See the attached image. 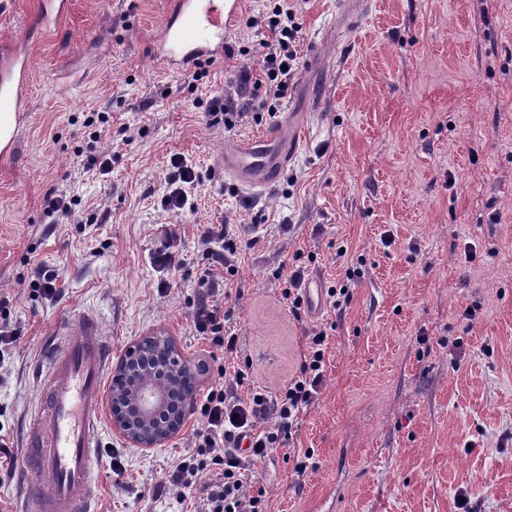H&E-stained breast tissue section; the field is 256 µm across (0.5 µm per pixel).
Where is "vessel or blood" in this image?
I'll list each match as a JSON object with an SVG mask.
<instances>
[{
	"label": "vessel or blood",
	"instance_id": "vessel-or-blood-1",
	"mask_svg": "<svg viewBox=\"0 0 512 512\" xmlns=\"http://www.w3.org/2000/svg\"><path fill=\"white\" fill-rule=\"evenodd\" d=\"M244 0H172V10L151 56L158 66L185 73L204 57L223 56L230 24ZM31 60L24 53H0V155L15 147L20 121L29 108ZM302 113L246 141L224 146L220 166L243 188L261 189L287 169L298 144ZM311 315L326 304L316 274L303 282ZM109 349L98 316L84 314L71 338L53 346L42 382L40 409L23 445V464L38 486L22 512H89L95 493L94 466L99 454L100 388L108 369Z\"/></svg>",
	"mask_w": 512,
	"mask_h": 512
}]
</instances>
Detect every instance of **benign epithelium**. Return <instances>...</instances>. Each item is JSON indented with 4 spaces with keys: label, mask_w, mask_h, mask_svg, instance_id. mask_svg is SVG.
<instances>
[{
    "label": "benign epithelium",
    "mask_w": 512,
    "mask_h": 512,
    "mask_svg": "<svg viewBox=\"0 0 512 512\" xmlns=\"http://www.w3.org/2000/svg\"><path fill=\"white\" fill-rule=\"evenodd\" d=\"M150 342L149 349L144 342ZM130 346L113 376L109 406L113 427L136 448H156L183 427L192 400L176 403L180 377L189 364L168 336L157 333Z\"/></svg>",
    "instance_id": "obj_1"
}]
</instances>
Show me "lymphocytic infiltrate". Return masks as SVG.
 Here are the masks:
<instances>
[{
  "mask_svg": "<svg viewBox=\"0 0 512 512\" xmlns=\"http://www.w3.org/2000/svg\"><path fill=\"white\" fill-rule=\"evenodd\" d=\"M297 7L286 0H268L260 22L266 34L239 54L248 57L232 92L211 97L206 109L225 128L249 118L273 120L300 61L302 25ZM227 50V57H234ZM171 191L163 197L166 210L183 214L194 209L187 192L198 182L197 171L183 158L170 160ZM205 267L200 288L189 303L196 335L224 355L214 383L196 404L198 422L190 432L191 449L156 488L174 493L177 503H190L193 512H269L266 492L258 487L254 468L276 449L289 445L302 415L318 399L327 373L329 329L307 331V348L287 384L278 392L255 385L250 364L241 353L235 329L237 260L243 242L232 224H210L201 234ZM248 448H239L240 440Z\"/></svg>",
  "mask_w": 512,
  "mask_h": 512,
  "instance_id": "f902f5d3",
  "label": "lymphocytic infiltrate"
}]
</instances>
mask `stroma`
Segmentation results:
<instances>
[{"mask_svg": "<svg viewBox=\"0 0 512 512\" xmlns=\"http://www.w3.org/2000/svg\"><path fill=\"white\" fill-rule=\"evenodd\" d=\"M167 7L69 0L49 20L43 0H0V41L32 60L30 110L0 157V294L24 327L0 364V441L21 455L35 369L65 311L100 317L112 364L158 330L190 364L209 360L187 303L200 232L227 220L254 240L238 258L235 319L256 381L278 390L305 328L333 327L325 387L293 438L316 468L297 477L280 450L258 464L270 512H512V0H305L301 64L277 114L305 122L287 170L260 193L217 160L262 125L228 130L205 108L240 62L215 59L199 80L154 65ZM94 112L112 121L99 142L112 154L106 176L85 166ZM174 156L202 176L186 215L160 205ZM52 187L82 208L50 231L40 204ZM98 209L106 222L87 225ZM282 221L287 234L271 233ZM169 229L188 265L167 277L153 256ZM33 261L57 270V302L24 291ZM298 265L326 285L353 269L349 305L296 321L274 273ZM101 417L126 472L114 480L98 459L97 512H178L154 489L188 431L135 448Z\"/></svg>", "mask_w": 512, "mask_h": 512, "instance_id": "35a3bbf8", "label": "stroma"}]
</instances>
